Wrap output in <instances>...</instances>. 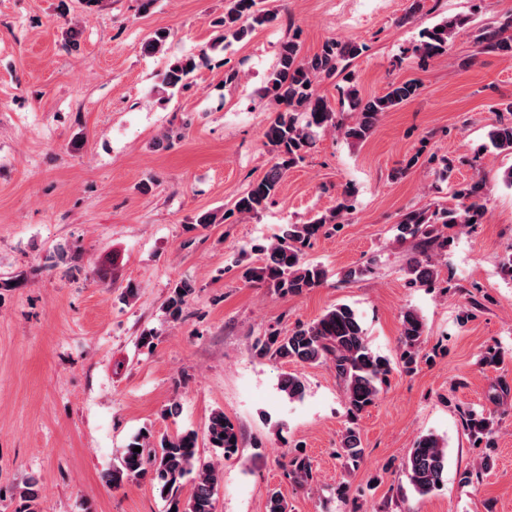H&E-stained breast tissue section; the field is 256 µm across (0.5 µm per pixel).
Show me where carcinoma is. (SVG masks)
I'll list each match as a JSON object with an SVG mask.
<instances>
[{
  "instance_id": "carcinoma-1",
  "label": "carcinoma",
  "mask_w": 512,
  "mask_h": 512,
  "mask_svg": "<svg viewBox=\"0 0 512 512\" xmlns=\"http://www.w3.org/2000/svg\"><path fill=\"white\" fill-rule=\"evenodd\" d=\"M278 14L260 6V0H229L224 18L219 21L222 33L202 50V54L224 48L233 41L243 40L254 27L275 21ZM465 25L463 19H448L419 32L411 52L419 59L432 60L447 53L448 45L457 29ZM475 42L482 53L512 57V15L496 25L476 30ZM365 45L356 41L330 39L312 54L302 53L298 37L284 42L279 50L274 69L269 73L264 94L280 106L265 131L267 144L274 157L265 174L252 182L235 202L234 212L256 216L278 194L288 169L304 160L319 130L334 129L353 143L366 140L384 113L413 99L419 91L414 80L391 84L379 96L364 98L355 87L347 89L348 110L355 114L353 122L343 124L336 120V110L328 99L318 94L316 81L330 78L346 69L348 63L360 56ZM197 68L195 57L187 56L168 61L162 77L167 90H179ZM493 148L512 153V119H500L488 131ZM488 195L482 178L456 187L452 191L457 204L453 207L420 208L406 211L399 222L401 236L417 239L416 252L406 266L408 283L429 287L436 281L437 270L432 255L448 250L451 241L447 230L467 224H479L486 214ZM346 205L342 202L318 215L307 224H286L266 248V257L258 267H248L243 278L249 282L266 284L281 295L303 294L321 287L327 280V270L305 261L303 249L311 240L327 234L342 223ZM195 293V285L188 280L177 283L165 302L169 315L176 319ZM425 334V323L411 308L401 313V361L411 372ZM255 347L262 356L283 363L325 364L342 385L348 413L356 417L373 404L379 386L391 371L388 358L374 352L369 346L355 311L346 304L337 305L308 324H302L286 335L273 330L257 340ZM279 389L290 399H299L305 385L294 373L281 376ZM464 427L474 443L491 445L493 420L485 411L470 410L465 414ZM151 433H138L127 444L112 468L109 480L118 486L125 480L150 476L167 502V512H216L218 488L223 482V470L201 459L197 435L184 432L163 436L151 441ZM207 438L212 448L223 450L224 456L234 455L239 448V433L233 422L222 412L209 419ZM141 451H134L135 447ZM338 452L346 463L358 465L363 456L361 440L355 429L342 435ZM448 468V450L432 434L420 437L412 448L403 469L412 489L424 496L439 488ZM193 475L190 496L182 501L177 496L181 480ZM289 476L295 483L307 485L313 481L309 457L298 450L289 460ZM38 481L31 479L20 493L24 509L29 512L39 499Z\"/></svg>"
}]
</instances>
